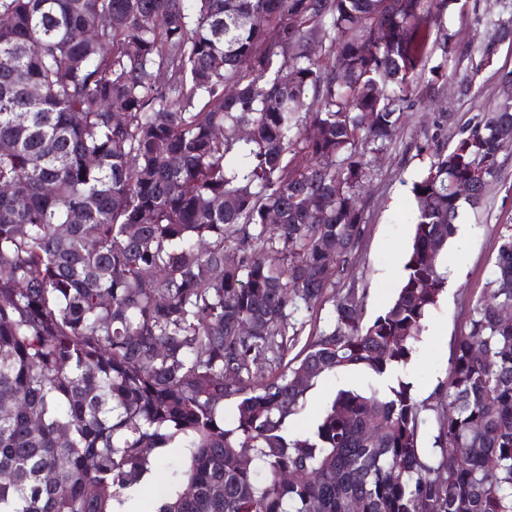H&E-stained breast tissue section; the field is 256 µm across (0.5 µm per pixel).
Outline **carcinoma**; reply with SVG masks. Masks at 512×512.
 Instances as JSON below:
<instances>
[{
    "label": "carcinoma",
    "instance_id": "obj_1",
    "mask_svg": "<svg viewBox=\"0 0 512 512\" xmlns=\"http://www.w3.org/2000/svg\"><path fill=\"white\" fill-rule=\"evenodd\" d=\"M458 3L0 0V512H124L167 448L181 457L154 512H512L511 226L438 401L396 376L447 287L463 206L512 151V97L452 147L446 118L420 146L392 302L365 322L364 292L341 287L372 155ZM489 25L475 71L512 40ZM350 368L378 384L294 432L308 392Z\"/></svg>",
    "mask_w": 512,
    "mask_h": 512
}]
</instances>
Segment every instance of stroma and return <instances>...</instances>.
I'll return each instance as SVG.
<instances>
[{
    "mask_svg": "<svg viewBox=\"0 0 512 512\" xmlns=\"http://www.w3.org/2000/svg\"><path fill=\"white\" fill-rule=\"evenodd\" d=\"M512 17V0H467L465 7L446 10L433 25L428 41L429 65H443L446 76L419 81L405 104V122L396 140L380 154L372 181L364 191L365 233L356 251L355 285L365 292L364 319L378 315L392 299L403 275L411 244V187L430 159L422 145L435 131L439 113L448 115V138L474 115L490 110L502 98V77L512 72V42H501L489 65L473 71L481 46L491 35L487 16ZM453 34L455 55L443 56L445 34ZM473 74L470 92H463L460 75ZM512 226V153L501 156L500 168L481 210L465 211L457 236L441 256L448 286L416 344L404 371L418 399H426L448 377L453 345L465 320L467 304L477 296L494 270L498 234ZM370 376L359 369L342 370L321 379L309 391L304 411L294 421L296 432L310 428L324 404L341 389H362Z\"/></svg>",
    "mask_w": 512,
    "mask_h": 512,
    "instance_id": "35a3bbf8",
    "label": "stroma"
}]
</instances>
